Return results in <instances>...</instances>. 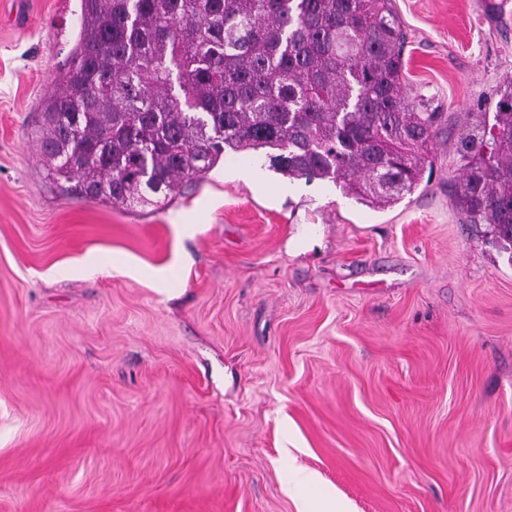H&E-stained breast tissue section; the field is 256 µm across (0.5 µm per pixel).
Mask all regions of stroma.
Masks as SVG:
<instances>
[{"mask_svg": "<svg viewBox=\"0 0 512 512\" xmlns=\"http://www.w3.org/2000/svg\"><path fill=\"white\" fill-rule=\"evenodd\" d=\"M393 8L445 114L412 194L283 196L243 152L128 210L63 197L36 147L80 0H0V512H512V252L451 198L512 0Z\"/></svg>", "mask_w": 512, "mask_h": 512, "instance_id": "1", "label": "stroma"}]
</instances>
